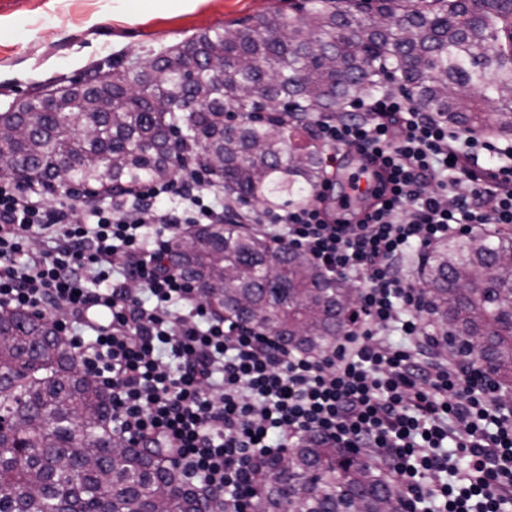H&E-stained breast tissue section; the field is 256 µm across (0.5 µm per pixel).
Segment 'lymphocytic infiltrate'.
Returning a JSON list of instances; mask_svg holds the SVG:
<instances>
[{
    "mask_svg": "<svg viewBox=\"0 0 512 512\" xmlns=\"http://www.w3.org/2000/svg\"><path fill=\"white\" fill-rule=\"evenodd\" d=\"M311 131L328 151L323 179L313 200L281 211L226 215L223 186L193 169L89 203L81 223L72 202L49 207L45 187L0 178V309L48 317L111 395L113 436L158 449L227 512H254L272 461L306 437L371 455L403 512H512V411L473 363L441 358L410 273L451 232L512 224V163L494 168L503 190L491 192L468 163L500 155L497 144L450 134L393 94L318 116ZM347 147L362 152L371 198L354 215L329 203ZM172 196L182 209L161 207ZM228 217L360 283L334 347L293 351L215 316L195 282L160 262L180 228Z\"/></svg>",
    "mask_w": 512,
    "mask_h": 512,
    "instance_id": "1",
    "label": "lymphocytic infiltrate"
}]
</instances>
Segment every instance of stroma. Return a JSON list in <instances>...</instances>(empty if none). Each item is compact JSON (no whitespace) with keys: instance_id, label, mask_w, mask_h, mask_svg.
<instances>
[{"instance_id":"obj_1","label":"stroma","mask_w":512,"mask_h":512,"mask_svg":"<svg viewBox=\"0 0 512 512\" xmlns=\"http://www.w3.org/2000/svg\"><path fill=\"white\" fill-rule=\"evenodd\" d=\"M278 0H200L125 21L112 0H0V112L45 85H67L109 62L156 54L201 31L261 14Z\"/></svg>"}]
</instances>
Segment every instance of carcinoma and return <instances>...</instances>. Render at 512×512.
<instances>
[{
    "mask_svg": "<svg viewBox=\"0 0 512 512\" xmlns=\"http://www.w3.org/2000/svg\"><path fill=\"white\" fill-rule=\"evenodd\" d=\"M405 91L464 134L512 135V0H305L197 33L156 55L44 89L0 112V175L98 196L172 180L187 159L217 175L224 207L309 201L322 154L305 121ZM74 144L70 183L56 177ZM512 230L435 244L419 270L441 348L495 362L512 389ZM215 312L310 354L336 344L356 289L231 222L200 224L164 256ZM105 390L47 317L0 311V512H224L158 452L117 447ZM256 512H386L379 467L313 438L270 466ZM297 486L289 499L285 485Z\"/></svg>",
    "mask_w": 512,
    "mask_h": 512,
    "instance_id": "1",
    "label": "carcinoma"
}]
</instances>
